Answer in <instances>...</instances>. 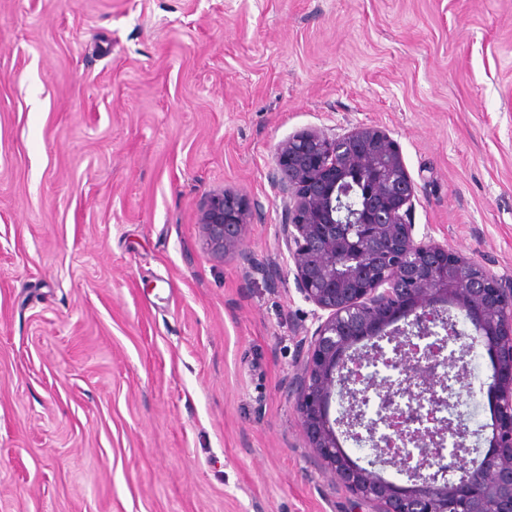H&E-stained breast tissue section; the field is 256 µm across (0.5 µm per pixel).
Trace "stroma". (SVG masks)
I'll return each mask as SVG.
<instances>
[{
	"instance_id": "1",
	"label": "stroma",
	"mask_w": 512,
	"mask_h": 512,
	"mask_svg": "<svg viewBox=\"0 0 512 512\" xmlns=\"http://www.w3.org/2000/svg\"><path fill=\"white\" fill-rule=\"evenodd\" d=\"M362 125L418 235L512 276V0H0V512H347L288 392L315 307L271 174ZM220 189L278 287L205 252Z\"/></svg>"
}]
</instances>
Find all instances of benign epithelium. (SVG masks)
Here are the masks:
<instances>
[{
    "label": "benign epithelium",
    "instance_id": "7a95c632",
    "mask_svg": "<svg viewBox=\"0 0 512 512\" xmlns=\"http://www.w3.org/2000/svg\"><path fill=\"white\" fill-rule=\"evenodd\" d=\"M273 179L288 195L283 244L299 293L311 302L317 326L292 386L303 432L325 470L351 495L348 512H512V279L448 248L416 237L412 223L415 183L395 141L375 126L330 138L320 131L293 135L275 147ZM251 210L243 195L208 193L200 213L203 245L217 259L232 256L277 284L276 264L244 247ZM457 310L470 325L463 334ZM444 327L448 340L468 339L489 360L487 398L491 437L481 457L454 449L448 468L457 479L426 472L419 464L409 484L382 478L345 452L335 426L353 435L360 418L352 364L374 347L384 365L400 363L397 383L368 377L384 404L382 422L396 448H375L377 461L402 457L413 444L425 455L452 426L440 417L446 390L437 367L450 357L425 359L420 341ZM348 399L339 420L330 419L334 394Z\"/></svg>",
    "mask_w": 512,
    "mask_h": 512
}]
</instances>
